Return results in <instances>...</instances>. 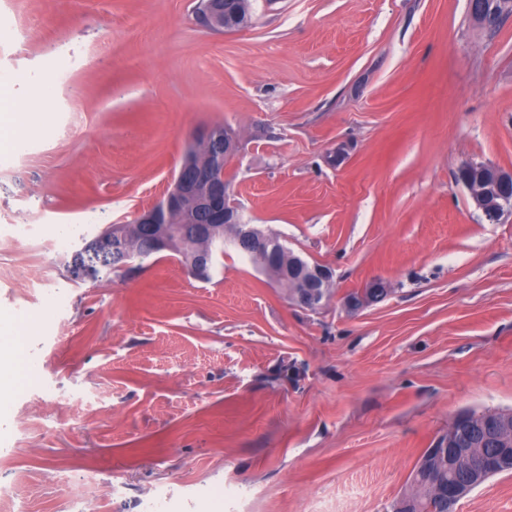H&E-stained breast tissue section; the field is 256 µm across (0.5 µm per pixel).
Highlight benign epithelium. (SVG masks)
Instances as JSON below:
<instances>
[{
  "label": "benign epithelium",
  "mask_w": 512,
  "mask_h": 512,
  "mask_svg": "<svg viewBox=\"0 0 512 512\" xmlns=\"http://www.w3.org/2000/svg\"><path fill=\"white\" fill-rule=\"evenodd\" d=\"M469 8L475 22L494 28L503 17L512 14V0H500L497 8L488 6L484 0H469ZM195 15L213 31L245 25L238 0H204L195 10ZM199 139L210 148L207 159L198 161L195 147H189L172 180L171 189L159 203L140 211L134 223L172 224L174 215L191 211L194 214V239L209 237L217 224H233L235 241L246 255L267 251L275 243L272 235L258 232L255 225L244 222L239 213L228 210L224 205V156L234 152V138L220 128L210 126L199 134ZM457 181L468 190L474 209L486 223L499 224L505 214H512V169L469 162L459 169ZM86 248L103 257L121 252L120 266L125 270L132 268L136 259V256L122 250V244L112 234L110 226L89 239ZM286 275L294 283L292 296L301 307L316 310L327 301L328 291L333 287L329 267L292 258ZM390 291L388 283L377 279L370 282L366 292L346 295L344 306L349 311H356L367 301L384 297ZM445 453L450 463L468 459L467 472L471 475L483 468V461L470 457V449L457 440H448L439 441L428 449L421 463L424 472L430 473L435 457Z\"/></svg>",
  "instance_id": "7a95c632"
}]
</instances>
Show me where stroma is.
<instances>
[{
    "label": "stroma",
    "mask_w": 512,
    "mask_h": 512,
    "mask_svg": "<svg viewBox=\"0 0 512 512\" xmlns=\"http://www.w3.org/2000/svg\"><path fill=\"white\" fill-rule=\"evenodd\" d=\"M194 4L0 0V80L36 118L0 152V314L26 317L33 368L0 400V485L28 512H67L89 470L96 512L155 488L158 512H390L456 417L512 409V216L483 223L456 180L512 168V16L255 0L215 32ZM216 124L227 196L332 268L325 305L231 246L207 281L168 252L69 280ZM376 278L390 293L348 311ZM456 512H512V472Z\"/></svg>",
    "instance_id": "stroma-1"
}]
</instances>
